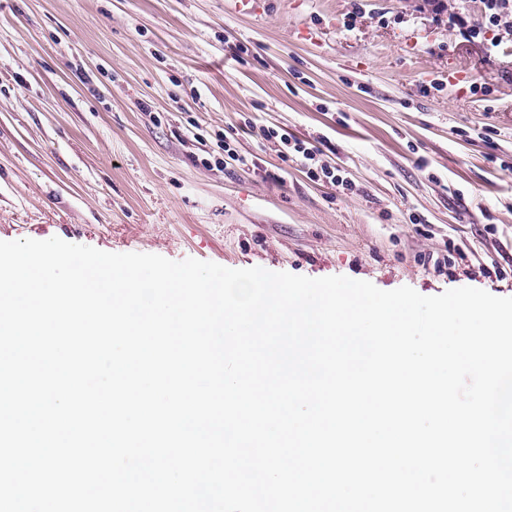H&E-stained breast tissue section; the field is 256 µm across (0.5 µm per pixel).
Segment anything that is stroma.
I'll list each match as a JSON object with an SVG mask.
<instances>
[{
  "mask_svg": "<svg viewBox=\"0 0 512 512\" xmlns=\"http://www.w3.org/2000/svg\"><path fill=\"white\" fill-rule=\"evenodd\" d=\"M422 3L0 0V241L512 297V56ZM250 131L255 132L258 130V135L263 139H277L284 144L288 149H291L294 153L301 157L302 163L307 168V174L313 181H322L330 184L333 187H342L343 189L347 186V182L336 172L339 170L336 167L331 166L327 161H324L322 149L316 146L307 147L303 142L293 139V144L290 147L292 138L288 136V133L279 134V132L266 126L257 127L255 124L249 123Z\"/></svg>",
  "mask_w": 512,
  "mask_h": 512,
  "instance_id": "1",
  "label": "stroma"
}]
</instances>
